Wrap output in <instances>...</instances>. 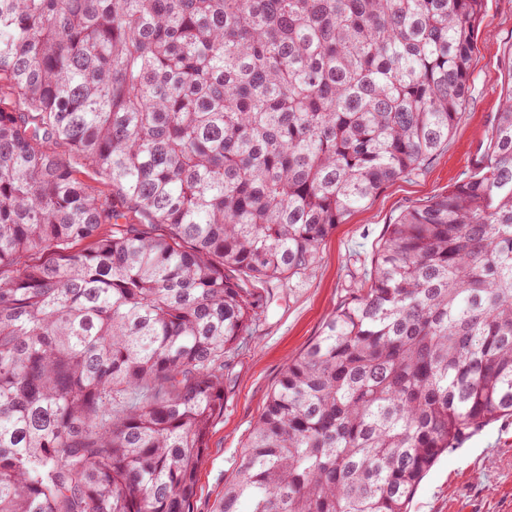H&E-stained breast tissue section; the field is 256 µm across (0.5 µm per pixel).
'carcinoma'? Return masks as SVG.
<instances>
[{
  "label": "carcinoma",
  "instance_id": "cac0c4a2",
  "mask_svg": "<svg viewBox=\"0 0 512 512\" xmlns=\"http://www.w3.org/2000/svg\"><path fill=\"white\" fill-rule=\"evenodd\" d=\"M484 9L0 0V512H189L256 284L448 145ZM511 415L512 85L288 363L216 512H408Z\"/></svg>",
  "mask_w": 512,
  "mask_h": 512
}]
</instances>
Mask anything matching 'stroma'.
<instances>
[{
	"label": "stroma",
	"mask_w": 512,
	"mask_h": 512,
	"mask_svg": "<svg viewBox=\"0 0 512 512\" xmlns=\"http://www.w3.org/2000/svg\"><path fill=\"white\" fill-rule=\"evenodd\" d=\"M475 38L471 90L447 146L420 172L383 189L336 225L305 275L273 285L261 320L232 362L224 413L211 430L193 512H214L267 395L289 360L320 335L342 296L358 286L388 225L472 169L512 82L502 65L504 54L512 51V0H486ZM409 512H512V416L488 424L441 456L422 479Z\"/></svg>",
	"instance_id": "stroma-1"
}]
</instances>
